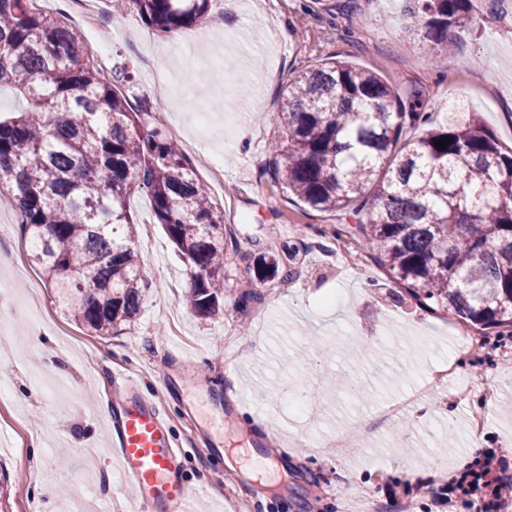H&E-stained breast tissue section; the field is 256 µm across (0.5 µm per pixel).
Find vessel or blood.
<instances>
[{"mask_svg":"<svg viewBox=\"0 0 512 512\" xmlns=\"http://www.w3.org/2000/svg\"><path fill=\"white\" fill-rule=\"evenodd\" d=\"M112 452L141 512H189L201 487L187 483L163 411L136 387L108 422Z\"/></svg>","mask_w":512,"mask_h":512,"instance_id":"obj_1","label":"vessel or blood"}]
</instances>
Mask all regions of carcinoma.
I'll list each match as a JSON object with an SVG mask.
<instances>
[{"label":"carcinoma","mask_w":512,"mask_h":512,"mask_svg":"<svg viewBox=\"0 0 512 512\" xmlns=\"http://www.w3.org/2000/svg\"><path fill=\"white\" fill-rule=\"evenodd\" d=\"M35 0H0V83L26 100L0 121V190L37 242L30 262L69 314L97 336L134 319L143 276L125 202L143 186L190 269L189 303L208 318L224 301V213L145 99L107 77L82 31ZM163 36L210 16L211 0H131ZM472 0H414L415 28L446 47L475 22ZM422 94L342 61L288 81L275 115L286 146L272 174L304 205L357 217L352 233L401 299L475 330L512 333V150L476 118L437 125ZM409 129L420 136L406 139ZM443 141L445 149L437 148ZM279 275L254 264L256 284Z\"/></svg>","instance_id":"obj_1"}]
</instances>
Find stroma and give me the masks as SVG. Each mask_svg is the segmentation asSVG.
<instances>
[{"instance_id": "35a3bbf8", "label": "stroma", "mask_w": 512, "mask_h": 512, "mask_svg": "<svg viewBox=\"0 0 512 512\" xmlns=\"http://www.w3.org/2000/svg\"><path fill=\"white\" fill-rule=\"evenodd\" d=\"M212 0L197 32L209 43L177 49L156 39L158 70L142 67L147 27L131 0H99L100 29L113 65L134 78L123 93L155 100L164 77L180 88L162 110L199 179L224 210L238 255L224 271V304L200 318L188 303L190 270L162 232L147 190L127 209L148 286L139 315L114 335L95 336L68 318L31 264L0 266V512H136L134 492L117 472L103 410L124 376L157 402L182 448L183 476L205 488L195 512H358L364 494L378 512H469L443 492L470 461L469 416L482 411L483 448L512 476V364L500 349L469 350L459 322L397 303L375 262L366 269L331 263L334 214L290 202L270 169L281 140L274 119L281 92L298 72L341 59L403 92L423 95L425 111L445 122L449 93L471 99L483 125L512 147V0H472L476 26L452 50L428 51L413 26L410 0ZM325 235H318V228ZM275 255L291 276L254 300L248 258ZM457 374L424 396L425 421H378L379 407L413 392L444 360ZM358 445L332 449L336 434ZM323 435L325 447L310 445ZM215 442L214 456L196 448ZM63 468L50 494L37 484ZM424 496L413 497L416 483Z\"/></svg>"}]
</instances>
